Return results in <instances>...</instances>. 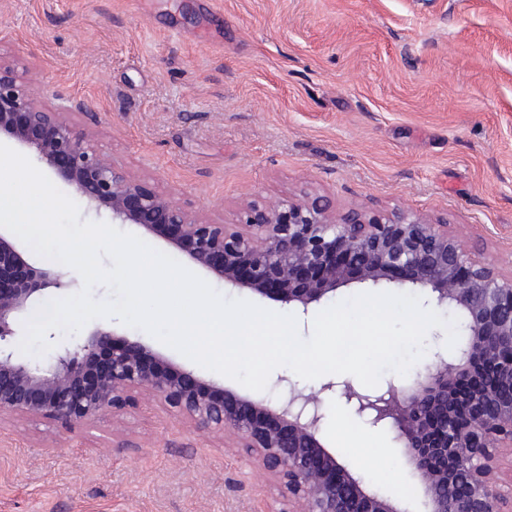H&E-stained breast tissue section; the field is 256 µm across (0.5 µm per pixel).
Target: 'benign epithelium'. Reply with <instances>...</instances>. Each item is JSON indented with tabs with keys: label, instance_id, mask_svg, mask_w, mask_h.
Wrapping results in <instances>:
<instances>
[{
	"label": "benign epithelium",
	"instance_id": "obj_1",
	"mask_svg": "<svg viewBox=\"0 0 512 512\" xmlns=\"http://www.w3.org/2000/svg\"><path fill=\"white\" fill-rule=\"evenodd\" d=\"M87 108L51 106L37 70L0 64V134L34 149L40 161L97 210L169 240L225 284L308 312L344 285L397 283L429 291L464 317L466 341L453 359L437 351L407 389L388 383L342 395L374 425L388 426L406 449L426 512H512V274L473 259L465 246L404 209L352 208L330 201L249 203L242 226L219 224L180 206L150 180L116 167L95 146ZM64 276L28 263L0 235V417L38 416L70 424L121 410L148 395L173 416L224 443L253 452L266 476L288 494L286 512H401L369 490L319 437L317 393L292 390L278 406L163 365L139 342L97 327L57 353L48 368L19 360L16 318Z\"/></svg>",
	"mask_w": 512,
	"mask_h": 512
}]
</instances>
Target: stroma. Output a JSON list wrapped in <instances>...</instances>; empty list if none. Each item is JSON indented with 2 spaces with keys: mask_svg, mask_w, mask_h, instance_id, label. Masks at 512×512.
<instances>
[{
  "mask_svg": "<svg viewBox=\"0 0 512 512\" xmlns=\"http://www.w3.org/2000/svg\"><path fill=\"white\" fill-rule=\"evenodd\" d=\"M0 60L38 69L49 101L84 103L114 165L226 224L251 201L318 193L337 210L444 219L476 257L512 260V0H0ZM200 277L228 299L298 320L309 310ZM174 368L242 391L144 330ZM277 367L258 399L321 391L319 436L406 512L423 497L394 432ZM368 443L363 458L341 447ZM249 449L225 447L158 398L87 422L0 419V512H281Z\"/></svg>",
  "mask_w": 512,
  "mask_h": 512,
  "instance_id": "stroma-1",
  "label": "stroma"
}]
</instances>
